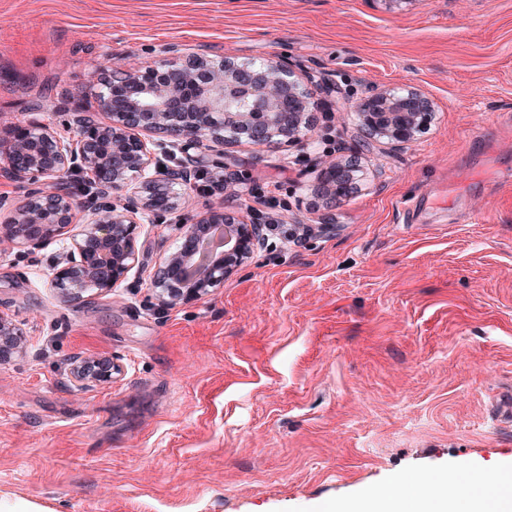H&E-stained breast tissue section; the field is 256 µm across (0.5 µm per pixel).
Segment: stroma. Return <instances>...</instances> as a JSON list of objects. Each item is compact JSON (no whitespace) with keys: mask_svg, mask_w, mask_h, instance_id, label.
Masks as SVG:
<instances>
[{"mask_svg":"<svg viewBox=\"0 0 512 512\" xmlns=\"http://www.w3.org/2000/svg\"><path fill=\"white\" fill-rule=\"evenodd\" d=\"M283 57L355 100L414 87L437 112L402 151L355 115L314 124L307 155L226 147L235 194L287 224H330L261 251L223 288L158 305L179 244L143 225L140 266L109 295L47 285L69 243L0 244V317L27 350L0 364V498L47 512H314L364 490L512 462V0H0V126L106 123L102 79L162 50ZM359 157L349 198L311 209L329 148ZM124 373L76 390V358Z\"/></svg>","mask_w":512,"mask_h":512,"instance_id":"35a3bbf8","label":"stroma"}]
</instances>
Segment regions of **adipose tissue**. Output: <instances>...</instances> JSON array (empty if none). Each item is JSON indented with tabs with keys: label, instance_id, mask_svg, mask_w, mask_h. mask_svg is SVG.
I'll list each match as a JSON object with an SVG mask.
<instances>
[{
	"label": "adipose tissue",
	"instance_id": "ef3b65f1",
	"mask_svg": "<svg viewBox=\"0 0 512 512\" xmlns=\"http://www.w3.org/2000/svg\"><path fill=\"white\" fill-rule=\"evenodd\" d=\"M460 489L448 491L441 474L418 479L413 487L400 484L368 489L355 503L324 501L316 512H512V465L500 468L496 484L472 485L458 476Z\"/></svg>",
	"mask_w": 512,
	"mask_h": 512
}]
</instances>
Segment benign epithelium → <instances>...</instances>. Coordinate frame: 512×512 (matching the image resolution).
Masks as SVG:
<instances>
[{
	"mask_svg": "<svg viewBox=\"0 0 512 512\" xmlns=\"http://www.w3.org/2000/svg\"><path fill=\"white\" fill-rule=\"evenodd\" d=\"M334 86L274 56L258 62H219L199 55L172 54L148 70L114 74L99 99L110 122L0 129V171L28 182L26 197L10 223L0 227L8 245H37L81 226L49 276V287L66 303L80 302L89 289L108 293L139 265L137 239L143 224H162L175 209L176 187H191L206 176L224 184L222 146L247 142L311 144V113L333 107ZM342 110L354 113L371 135L404 150L435 119L433 101L415 88L373 87ZM163 134L174 148L169 162L154 156L148 136ZM193 159L188 165L176 157ZM86 173L99 186L101 201L86 204L66 187L48 191L40 179L59 182ZM347 164L324 165L320 183L326 200L349 197ZM168 199L158 208L156 199ZM268 225L235 216L224 206L179 227L181 243L150 278L149 290L163 307L200 299L224 286V279L276 243ZM27 343L24 323L0 317V363ZM122 366L106 356L80 358L69 369L80 389L112 382Z\"/></svg>",
	"mask_w": 512,
	"mask_h": 512,
	"instance_id": "7a95c632",
	"label": "benign epithelium"
}]
</instances>
